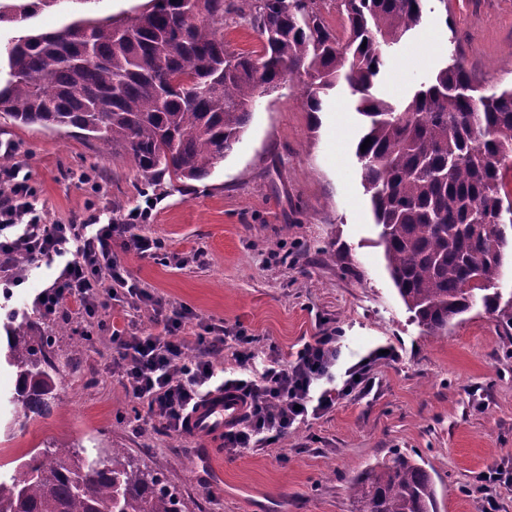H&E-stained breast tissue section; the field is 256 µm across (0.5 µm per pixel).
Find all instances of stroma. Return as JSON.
I'll return each mask as SVG.
<instances>
[{"instance_id":"obj_1","label":"stroma","mask_w":512,"mask_h":512,"mask_svg":"<svg viewBox=\"0 0 512 512\" xmlns=\"http://www.w3.org/2000/svg\"><path fill=\"white\" fill-rule=\"evenodd\" d=\"M453 53L483 86L511 85L512 0H424L420 25L395 47L372 92L405 105ZM362 125L348 88L329 91L312 112L300 80L289 79L260 99L242 139L207 179L146 194L132 164L98 141L0 119V144L11 145V164L27 175L47 223L105 206L117 219L154 201L147 231L183 265L133 253L123 260L154 297L193 312L188 357L207 324L224 325L216 381L251 376L234 357L236 332L286 364L333 330L340 355L332 386L342 387L346 370L362 360L372 384L275 442L218 454L203 437L163 432L108 371V324L161 333L151 314L116 302L103 329L73 301L42 315L33 301L57 270L29 263L22 282L0 294V464L52 444L124 448L176 485L191 512H352L355 476L400 452L429 472L438 512H482L477 473L512 468V336L479 304L441 338L407 310L362 185L355 155ZM10 324L32 342L52 340L59 400L46 416L25 417L10 402ZM383 348L394 358L367 362Z\"/></svg>"}]
</instances>
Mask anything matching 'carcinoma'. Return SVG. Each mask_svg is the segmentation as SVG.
Returning <instances> with one entry per match:
<instances>
[{
  "instance_id": "cac0c4a2",
  "label": "carcinoma",
  "mask_w": 512,
  "mask_h": 512,
  "mask_svg": "<svg viewBox=\"0 0 512 512\" xmlns=\"http://www.w3.org/2000/svg\"><path fill=\"white\" fill-rule=\"evenodd\" d=\"M101 0H0V24L46 8ZM226 0H149L124 19L81 18L0 46L7 78L0 114L13 123L76 128L122 149L140 181L187 185L209 176L249 125L258 86L305 76L309 111L346 84L367 118L356 145L362 179L392 282L415 320L434 336L482 302L512 333V296L495 286L512 262V87L487 92L458 59L398 108L372 94L385 61L421 21L424 0H336L347 39L326 23V0H242L260 52L224 45ZM367 149H361L365 140ZM41 347L14 327L13 403L41 415L57 400ZM0 477V512H187L162 475L127 460L125 449L38 448ZM353 512H437L428 471L395 453L353 479Z\"/></svg>"
}]
</instances>
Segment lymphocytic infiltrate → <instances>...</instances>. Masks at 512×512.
<instances>
[{"label": "lymphocytic infiltrate", "mask_w": 512, "mask_h": 512, "mask_svg": "<svg viewBox=\"0 0 512 512\" xmlns=\"http://www.w3.org/2000/svg\"><path fill=\"white\" fill-rule=\"evenodd\" d=\"M151 216L148 207L132 209L117 220L94 209L70 223L49 224L32 203L19 169L0 168V286L19 282V257L50 263L62 256L64 266L36 301L43 313H56L73 299L87 318L95 319L120 296L133 308H151L162 334H141L133 327L112 329L113 364L132 402L147 405L168 431L180 435L188 413L214 376L210 357L224 351V328L208 326L206 354L186 359L180 334L192 319L191 311L163 304L130 277L122 254L152 257L157 253L159 239L142 231ZM338 357L337 338L328 334L305 343L288 366L270 355L257 379L225 381L224 390L234 391L247 419L244 427L225 431V453L260 446L308 414L335 407L340 396L357 388L356 377L363 372L359 366L350 368L342 390L317 389V382L329 377Z\"/></svg>", "instance_id": "1"}]
</instances>
